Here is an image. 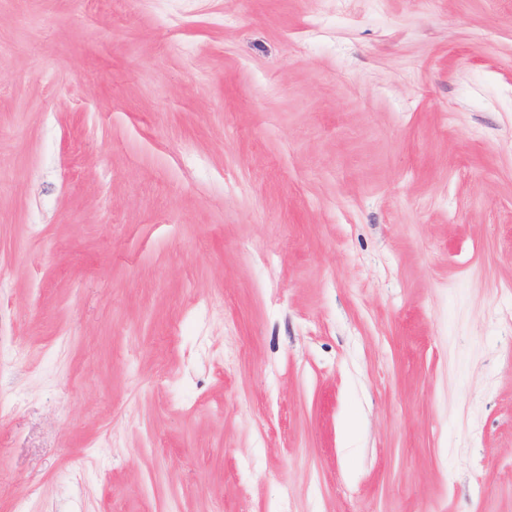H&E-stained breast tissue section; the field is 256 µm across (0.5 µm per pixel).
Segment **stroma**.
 Returning a JSON list of instances; mask_svg holds the SVG:
<instances>
[{
	"label": "stroma",
	"mask_w": 512,
	"mask_h": 512,
	"mask_svg": "<svg viewBox=\"0 0 512 512\" xmlns=\"http://www.w3.org/2000/svg\"><path fill=\"white\" fill-rule=\"evenodd\" d=\"M1 395L0 512H512V0H0Z\"/></svg>",
	"instance_id": "obj_1"
}]
</instances>
